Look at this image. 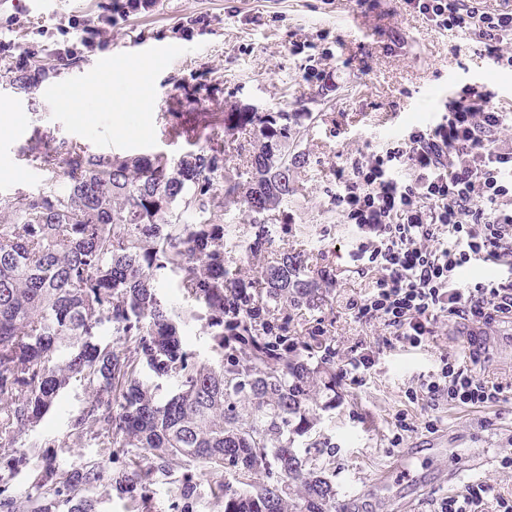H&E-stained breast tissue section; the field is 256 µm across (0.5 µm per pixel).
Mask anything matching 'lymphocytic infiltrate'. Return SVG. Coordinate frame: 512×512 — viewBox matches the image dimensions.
<instances>
[{
    "label": "lymphocytic infiltrate",
    "instance_id": "obj_1",
    "mask_svg": "<svg viewBox=\"0 0 512 512\" xmlns=\"http://www.w3.org/2000/svg\"><path fill=\"white\" fill-rule=\"evenodd\" d=\"M436 29L463 35L496 68L512 69V8L478 9L473 0H402ZM145 0H102L94 20L73 26L92 51L117 19ZM76 44V45H77ZM483 86L463 87L439 120L415 127L385 150L361 155L336 173L332 203L360 237L353 258L373 272L369 291L350 308L360 322L379 321L403 348H421L439 318L488 326L512 323V141L500 139L512 113ZM476 261L505 275L461 282ZM426 398L451 405L492 406L507 386L444 355L419 385ZM485 485L448 496L440 512H512V497L487 504Z\"/></svg>",
    "mask_w": 512,
    "mask_h": 512
}]
</instances>
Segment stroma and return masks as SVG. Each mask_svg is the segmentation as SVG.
<instances>
[{
	"mask_svg": "<svg viewBox=\"0 0 512 512\" xmlns=\"http://www.w3.org/2000/svg\"><path fill=\"white\" fill-rule=\"evenodd\" d=\"M99 0H41L20 7L0 5V41L14 42L48 60L45 69L19 70L0 54V105L11 110V128L0 132V196L16 191L60 188V181L21 160L19 148L33 146V130L52 142H78L103 154L165 153L176 159L200 147L223 152L227 165L250 133L224 123L228 112H304V133L288 132L289 153L304 165L294 174L293 194L269 226L268 248L250 251L256 231L244 205L224 217V251L230 275L253 280L261 266L283 252L304 256L308 275L334 276L314 309L269 302L276 317L288 318V332L321 346L333 357L326 367L335 385L319 389L317 422L296 438L297 450L321 441L328 452L317 458L347 512H438L446 497L467 484L487 486L489 497L512 494V396L495 407L451 406L410 401L408 387L452 354L468 360L465 324L439 319L428 347L386 349L366 374L351 385L340 371L361 344H375L379 324L356 321L349 303L368 290L370 276L354 271L350 255L355 228L329 210L335 173L349 157L382 150L406 129L439 117L449 96L467 84L498 91L512 111V71L489 67L474 42L451 37L405 11L401 0H376L373 8L356 0H155L130 14L108 35L106 49L50 61L56 43L73 40L69 17L90 18ZM150 70L141 80L145 106L123 111L121 74L137 62ZM328 73L306 82L304 70ZM182 114L189 140L173 141L161 132L159 117ZM480 366L485 377L512 383V324L495 323L481 337ZM88 395L79 383L62 389L34 432L52 443L51 455L66 466L99 464L113 477L127 464L144 461L140 448H105L94 435L77 439L70 423ZM407 413L411 431L393 443L396 418ZM435 429H426V421ZM95 512H182L171 478L157 477L145 502L118 492L98 491Z\"/></svg>",
	"mask_w": 512,
	"mask_h": 512,
	"instance_id": "stroma-1",
	"label": "stroma"
}]
</instances>
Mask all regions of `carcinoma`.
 <instances>
[{
	"mask_svg": "<svg viewBox=\"0 0 512 512\" xmlns=\"http://www.w3.org/2000/svg\"><path fill=\"white\" fill-rule=\"evenodd\" d=\"M290 119L286 112L225 115L253 128L242 169L204 147L172 161L62 142L35 156L36 168L64 178V190L0 198V212L12 215L0 222V448L15 447L75 381L90 398L73 434L95 431L107 448L149 453L148 464L128 465L112 483L129 499H145L153 478L189 461L201 469L177 480L187 509L205 482L224 512H336L331 481L307 467L292 440L313 424L315 369L288 322L262 303L267 296L316 307L328 280L308 275L302 255L285 252L250 285L251 313L224 311L239 281L228 278L221 217L242 203L258 225L249 249L269 243L265 224L288 201L304 164L285 150ZM171 274L202 303L192 318L210 330L220 367L184 348L182 317L156 292ZM107 325L116 347L100 340ZM163 381L175 385L172 395H157ZM48 447L34 438L8 463L12 474L42 461L27 493L31 512H94L82 493L102 485L99 466L62 468L43 452ZM227 465L251 490L224 484ZM262 470L275 471V482L255 481Z\"/></svg>",
	"mask_w": 512,
	"mask_h": 512,
	"instance_id": "1",
	"label": "carcinoma"
}]
</instances>
